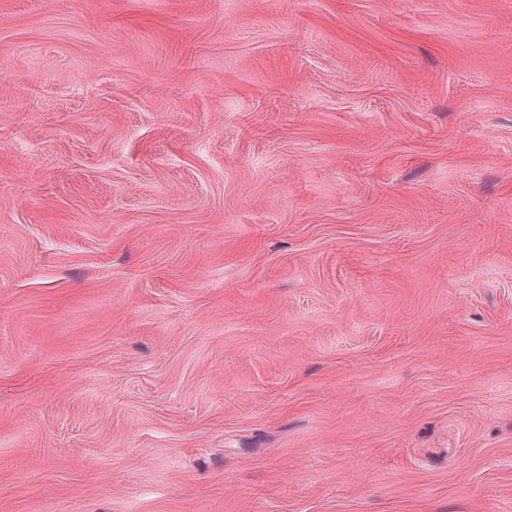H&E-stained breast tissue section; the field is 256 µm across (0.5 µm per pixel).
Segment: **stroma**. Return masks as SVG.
Wrapping results in <instances>:
<instances>
[{"mask_svg":"<svg viewBox=\"0 0 512 512\" xmlns=\"http://www.w3.org/2000/svg\"><path fill=\"white\" fill-rule=\"evenodd\" d=\"M0 512H512V0H0Z\"/></svg>","mask_w":512,"mask_h":512,"instance_id":"stroma-1","label":"stroma"}]
</instances>
